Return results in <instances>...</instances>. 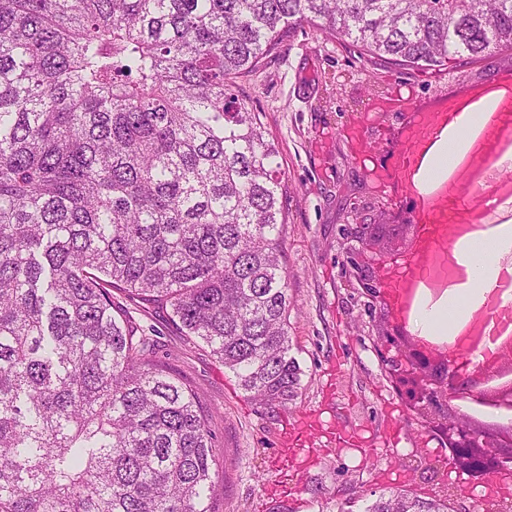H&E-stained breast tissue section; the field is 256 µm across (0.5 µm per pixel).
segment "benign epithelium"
Returning a JSON list of instances; mask_svg holds the SVG:
<instances>
[{
    "label": "benign epithelium",
    "instance_id": "1",
    "mask_svg": "<svg viewBox=\"0 0 512 512\" xmlns=\"http://www.w3.org/2000/svg\"><path fill=\"white\" fill-rule=\"evenodd\" d=\"M342 235L357 243L347 252L345 273L354 279L362 295L371 302H386L391 282L380 274L381 266L366 268L363 257L383 251L396 260L409 256L412 245L385 246L377 224H345ZM388 341L399 347V354L391 358L388 371L402 388L406 403L453 449L449 463L472 476L484 478L511 473V434L468 419H455L459 415L453 408L457 396L481 384L476 375L462 378L455 347L437 353L413 335L390 336Z\"/></svg>",
    "mask_w": 512,
    "mask_h": 512
}]
</instances>
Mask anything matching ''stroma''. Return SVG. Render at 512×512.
<instances>
[{
	"mask_svg": "<svg viewBox=\"0 0 512 512\" xmlns=\"http://www.w3.org/2000/svg\"><path fill=\"white\" fill-rule=\"evenodd\" d=\"M512 75L503 53L459 70L424 73L374 64L311 26L235 81L278 151L288 199L291 356L302 370L286 408L248 400L235 376L201 344L186 341L161 304L113 290V315L149 337L171 373L196 389L214 437L212 512H363L392 489L422 497L451 488L457 512H496L477 478L448 463L443 439L406 411L384 364L387 307H367L343 270L342 225L374 221L391 202L392 224L411 217L399 189L374 171L407 142L410 115L457 102ZM368 142L356 145L358 129Z\"/></svg>",
	"mask_w": 512,
	"mask_h": 512,
	"instance_id": "1",
	"label": "stroma"
}]
</instances>
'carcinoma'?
<instances>
[{"mask_svg":"<svg viewBox=\"0 0 512 512\" xmlns=\"http://www.w3.org/2000/svg\"><path fill=\"white\" fill-rule=\"evenodd\" d=\"M304 24L393 67L512 52V0H0V512H211L197 392L114 288L260 405L296 395L286 196L233 80ZM364 512L455 506L396 489Z\"/></svg>","mask_w":512,"mask_h":512,"instance_id":"1","label":"carcinoma"}]
</instances>
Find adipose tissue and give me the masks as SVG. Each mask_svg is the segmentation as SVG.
<instances>
[{"label":"adipose tissue","mask_w":512,"mask_h":512,"mask_svg":"<svg viewBox=\"0 0 512 512\" xmlns=\"http://www.w3.org/2000/svg\"><path fill=\"white\" fill-rule=\"evenodd\" d=\"M512 250V233L473 241L455 250L457 262L466 267L468 281L450 300L432 307L422 308L414 322L419 335H450L458 318L471 302L493 284L503 253Z\"/></svg>","instance_id":"adipose-tissue-1"}]
</instances>
